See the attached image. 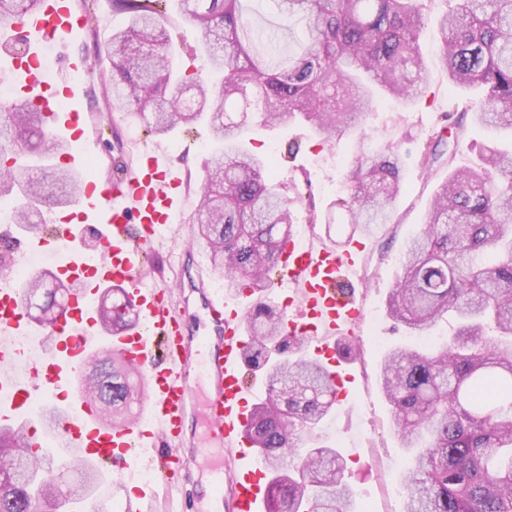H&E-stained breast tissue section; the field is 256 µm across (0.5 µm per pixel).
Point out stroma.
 Returning <instances> with one entry per match:
<instances>
[{"label":"stroma","mask_w":512,"mask_h":512,"mask_svg":"<svg viewBox=\"0 0 512 512\" xmlns=\"http://www.w3.org/2000/svg\"><path fill=\"white\" fill-rule=\"evenodd\" d=\"M73 2L80 14H92L93 19L78 38L57 46L50 79L56 84L74 81V73L64 68L69 56L83 58L87 70L99 77L98 82L87 88L83 100L87 121L78 134L79 142L99 162L98 181L116 180L123 170L135 166L142 153L159 146L167 151L182 175L187 203H194L212 141L208 124L201 122L191 130L178 129L163 137L150 136L135 115L113 111L109 87L112 61L104 44L112 29L124 24L126 18L113 13L107 0ZM446 7L445 0H429L427 5L421 47L429 76L428 91L417 104L406 106L385 98L374 101L361 135L332 144L321 143L310 127L303 125L259 129L246 141L255 153H272L276 182L287 199L292 200L297 214L295 237L313 245L333 240L343 250L349 247L350 227L344 224L343 211L335 202L346 194L344 174L350 164L359 154L396 144L406 157L404 191L391 221L364 237L352 278L351 294L361 311L378 317L375 327L359 328L361 352L349 364L356 377L355 393L336 402L330 419L312 434L313 440L336 445L346 459V479L354 492L355 512L402 510V475L409 460L390 428V406L380 392L377 373L386 349L403 342L405 336L388 318L386 304L399 272L400 252L424 226L429 201L448 176L449 169L444 168L424 174L415 160L434 133L445 125L446 114L460 113L478 100L477 91L460 89L449 82L440 58L438 23ZM167 30L174 51V68L186 73L199 69L202 60L198 28L172 7L168 10ZM310 200L319 214L331 215L332 225L306 223L305 204ZM183 246L182 238L164 232L146 267L148 275L174 283L179 277L176 256Z\"/></svg>","instance_id":"1"}]
</instances>
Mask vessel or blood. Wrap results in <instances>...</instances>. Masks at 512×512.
Returning <instances> with one entry per match:
<instances>
[{
	"label": "vessel or blood",
	"instance_id": "1",
	"mask_svg": "<svg viewBox=\"0 0 512 512\" xmlns=\"http://www.w3.org/2000/svg\"><path fill=\"white\" fill-rule=\"evenodd\" d=\"M81 28L72 0H43L40 14L11 26L32 37L37 50L73 38ZM8 73L21 83L27 101L46 113L52 131L71 140L68 165L82 168L84 148L72 138L83 86H64L71 102L64 111L47 80L27 62L11 57ZM181 187L166 151H151L135 171L84 190L56 216V233L34 243L17 241L13 251L0 256V427L27 434L41 426L40 445L56 441L64 462L75 451L100 467L120 461L140 500L152 499L157 487L172 480L190 483L198 462L207 460L211 512H264L267 470L244 434L255 395L244 373L247 305L217 288L213 272L195 263L182 268L189 293L179 299L167 284L141 274L160 232L185 218ZM91 213L103 222L90 252L83 236ZM34 246L52 255L58 276L80 284L67 310L50 325L33 323L25 309V284L13 276ZM278 260L290 284L281 304L285 335L299 338L331 378L344 383L346 361L336 338L361 315L344 292L354 254L289 238L281 242ZM112 286L125 287L137 317L134 331L117 336L105 332L91 301ZM192 302L205 316L204 332L193 331L181 317V305ZM20 336L42 337L57 352L24 362L16 344ZM101 351L132 362L148 391L136 415L121 427L105 426L85 384V368ZM148 464L154 478L139 482Z\"/></svg>",
	"mask_w": 512,
	"mask_h": 512
}]
</instances>
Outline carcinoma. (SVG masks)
I'll return each mask as SVG.
<instances>
[{"label":"carcinoma","mask_w":512,"mask_h":512,"mask_svg":"<svg viewBox=\"0 0 512 512\" xmlns=\"http://www.w3.org/2000/svg\"><path fill=\"white\" fill-rule=\"evenodd\" d=\"M129 18L112 30V107H132L145 130L167 135L179 126L208 123L216 148L205 159L201 203L189 223L225 287L259 294L247 320L246 363L266 373L265 398L246 426L269 468L267 512H352L345 466L331 444L304 447V434L331 413L336 388L298 340L283 335L280 309L262 300L277 267L280 243L293 235L295 213L279 192L272 161L248 150L244 133L305 123L326 143L357 134L375 90L402 103L421 95L428 75L419 49L423 0H276L280 22L264 27L244 0H176L199 27L204 68H173L166 31L167 0H110ZM440 20L442 60L454 85L479 90L472 121L512 132V0H453ZM41 0H0V21L39 13ZM303 25L296 53L281 41ZM438 136L420 159L423 172L451 165L463 120ZM67 145L41 113L26 105L0 117V199L13 195L30 207L15 223L36 235L46 225L41 207L66 206L85 179L60 166L16 169L27 155L46 159ZM481 163L454 170L436 190L429 218L402 252L401 272L387 314L416 345L385 354L380 382L392 407V426L411 458L403 476V512H512V149L478 146ZM400 151L356 156L346 173L351 196L339 200L351 234L389 221L402 190ZM28 297L46 298L35 320L56 319L74 288L53 272L26 277ZM101 304L102 324L125 331L134 310L123 289ZM453 319V333L433 346L430 330ZM89 394L113 425L132 412L135 367L108 353L85 374ZM46 455L19 433L0 429V512H37L42 502L81 496L93 483L74 456L56 482L38 479ZM77 479L72 480L70 476Z\"/></svg>","instance_id":"cac0c4a2"}]
</instances>
